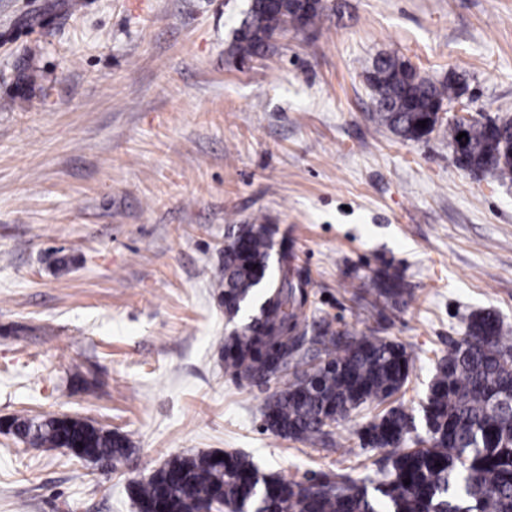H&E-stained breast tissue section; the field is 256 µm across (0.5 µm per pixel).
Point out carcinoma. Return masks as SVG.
Masks as SVG:
<instances>
[{
	"instance_id": "obj_1",
	"label": "carcinoma",
	"mask_w": 512,
	"mask_h": 512,
	"mask_svg": "<svg viewBox=\"0 0 512 512\" xmlns=\"http://www.w3.org/2000/svg\"><path fill=\"white\" fill-rule=\"evenodd\" d=\"M303 6L302 0H281L279 11L268 15L263 0H252L228 54L240 62L263 55L276 35L295 26ZM366 80L372 121L404 141L432 134L443 124L433 106L460 97L453 78L416 76L410 62L392 55L377 57ZM468 143L460 167L512 182V118L473 120ZM277 246L285 264L274 277L269 269ZM293 259L288 233L277 242L267 224L228 232L224 277L216 283L224 313L231 321L256 304L258 315L227 336L224 373L257 387L288 377L265 399L266 430L313 444L324 428L400 394L411 358L402 344L381 336L328 325L308 335V280L293 274ZM374 293L396 301L403 288L389 277ZM421 412L420 427L399 405L359 430L361 447L394 449L375 478L324 473L287 480L261 473L239 453L219 460L200 453L172 458L147 481L133 482V493L141 512L158 504L175 512L226 506L235 512H512V329L496 314L470 318L465 338L438 361ZM6 434L98 465H116L135 452L127 436L65 414L15 418Z\"/></svg>"
}]
</instances>
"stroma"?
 Listing matches in <instances>:
<instances>
[{
	"label": "stroma",
	"mask_w": 512,
	"mask_h": 512,
	"mask_svg": "<svg viewBox=\"0 0 512 512\" xmlns=\"http://www.w3.org/2000/svg\"><path fill=\"white\" fill-rule=\"evenodd\" d=\"M248 0H0V422L67 414L127 435L112 471L0 434V512H138L130 480L242 452L265 474L376 473L364 413L309 444L266 431L268 391L224 373L230 225L289 231L308 319L405 346L419 410L469 318L512 327V183L442 133L369 118L395 54L512 113V0H326L238 63ZM406 293L371 306L385 274Z\"/></svg>",
	"instance_id": "obj_1"
}]
</instances>
